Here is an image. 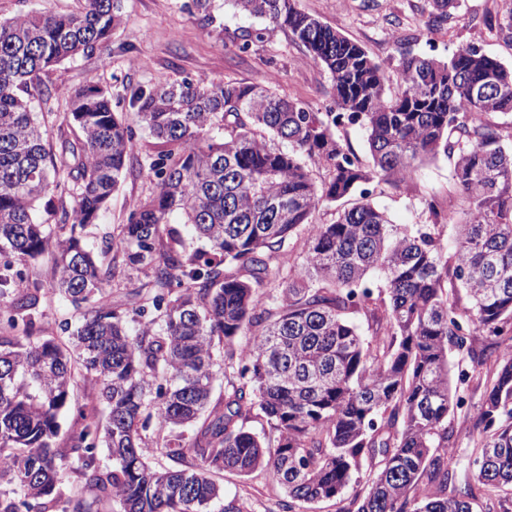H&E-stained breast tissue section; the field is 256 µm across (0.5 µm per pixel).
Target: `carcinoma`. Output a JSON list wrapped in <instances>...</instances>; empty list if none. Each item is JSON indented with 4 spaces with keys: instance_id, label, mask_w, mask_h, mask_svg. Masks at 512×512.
<instances>
[{
    "instance_id": "cac0c4a2",
    "label": "carcinoma",
    "mask_w": 512,
    "mask_h": 512,
    "mask_svg": "<svg viewBox=\"0 0 512 512\" xmlns=\"http://www.w3.org/2000/svg\"><path fill=\"white\" fill-rule=\"evenodd\" d=\"M78 2L0 22V482L10 486L0 512H94L83 495L56 493L70 472L123 512H243L212 479L224 470H269L288 496L283 512L341 497L364 461L365 491L343 512H473L512 486V133L493 121L512 118V68L471 44L446 59L416 53L413 35L396 37L390 67L296 0H229L329 71L335 111L283 98L270 79L158 78L129 94L152 136L143 143L111 90L46 81L61 62L107 50L123 21L120 0ZM191 2L214 22L215 0ZM458 4L431 0L424 26ZM488 29L512 41V9ZM59 97L80 134L54 145L36 112ZM349 125L365 132L366 163ZM137 155L155 191L103 240L121 261L99 265L83 233ZM440 156L453 160L463 217L429 197L428 223H392L370 186L399 189ZM324 203L335 212L318 223ZM57 214L62 224L49 223ZM175 214L205 246L170 227ZM45 254L49 290L70 308L66 344L38 335L46 289L20 269ZM132 272L146 277L135 301L113 303L112 282ZM244 330L248 342L235 344ZM216 339L227 384L212 407ZM452 355L469 366L455 382ZM77 363L95 395L77 409L71 446L57 448ZM474 380L479 454L460 475L448 449ZM255 410L278 434L272 451L246 426ZM152 424L171 467L152 465Z\"/></svg>"
}]
</instances>
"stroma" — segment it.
<instances>
[{"label":"stroma","mask_w":512,"mask_h":512,"mask_svg":"<svg viewBox=\"0 0 512 512\" xmlns=\"http://www.w3.org/2000/svg\"><path fill=\"white\" fill-rule=\"evenodd\" d=\"M188 0H122L123 22L112 33L110 49L56 66L49 80L58 87H77L94 79L111 88L114 108L139 140H149L140 115L126 100L130 86L147 85L157 77L171 80L208 77L217 81L258 83L273 79L277 92L302 102L318 112L330 103L324 95L332 78L314 64L303 47L286 32L267 33L264 40L240 50L244 31L261 28L259 19L217 6L215 23L203 26ZM303 11L342 32L378 59H396L391 23L417 35L412 48L444 58L459 46L472 44L512 67V43L490 33L484 20L500 17L512 0H460L452 19L438 27L431 38L419 37L429 12L428 0H297ZM452 162L441 157L418 165L402 190L381 184L373 189L374 202L385 209L393 223L419 224L425 219L422 200L435 196L444 211L459 212L462 198L451 178ZM155 188L146 170L125 175L113 194L103 219L88 226L84 243L99 252L101 262L109 255L101 251L105 235L127 222L130 212ZM224 495L243 503L246 512H280L287 495L272 474L260 468L247 476L232 472L217 474Z\"/></svg>","instance_id":"1"}]
</instances>
